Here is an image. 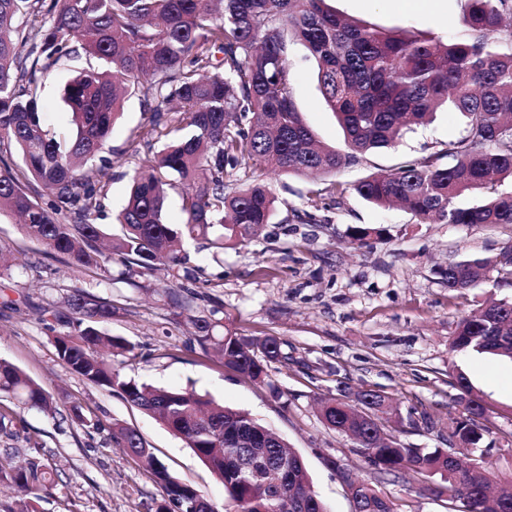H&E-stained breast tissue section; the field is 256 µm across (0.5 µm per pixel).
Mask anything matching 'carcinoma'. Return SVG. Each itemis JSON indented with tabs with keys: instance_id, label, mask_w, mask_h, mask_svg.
<instances>
[{
	"instance_id": "1",
	"label": "carcinoma",
	"mask_w": 512,
	"mask_h": 512,
	"mask_svg": "<svg viewBox=\"0 0 512 512\" xmlns=\"http://www.w3.org/2000/svg\"><path fill=\"white\" fill-rule=\"evenodd\" d=\"M463 41L387 30L339 15L327 0H0V214L20 216L26 231L75 272L107 270L113 256L151 270L160 265L180 277L175 245L203 239L216 248L243 243L272 222L276 197L242 170L272 169L284 175L332 174L374 149L396 144L406 131L440 110L466 118L465 135L442 154L381 169L352 185L368 203H395L420 224H512V0H466ZM306 47L318 65L322 103L345 133L346 150L329 149L303 123L294 97L290 43ZM100 62L66 84L72 125L61 139L44 125L40 96L45 78L78 48ZM145 103L146 137L165 141L135 171L118 216L122 232L108 251L98 241L103 172L112 167L104 147L127 94ZM14 146L23 163L15 170L3 154ZM51 192L43 204L30 181ZM490 196L462 207L467 192ZM181 197L185 219L165 217L169 192ZM385 229L354 226L351 242L366 244ZM512 244L493 257L448 264L445 284L461 292L483 280L512 285ZM71 315L54 337L59 361L87 380L118 388L140 410L185 441L224 484L231 512H328L313 490L303 457L283 436L250 413L226 407L194 391L165 390L123 377L100 353H134L121 337L102 335L98 323L112 317V302L81 290ZM203 350L222 353L224 365L260 383L264 363L288 359L275 336H246L195 320ZM450 350L512 359V300L492 301L464 317ZM462 406L453 421L451 450L417 448L390 430L388 396L362 390L328 400L320 415L340 435L358 432L356 447L379 478L410 472L462 512H512V479L501 481L475 459L464 461L483 439L485 408L457 377ZM0 397L23 408L56 413L50 394L18 367L0 359ZM112 440L137 457L163 492L159 512H214L194 485L171 475L136 428L112 421ZM258 452L279 482H258L238 463ZM354 512H398L397 504L369 482L343 471ZM59 472L27 461L0 464V481L15 490L10 512H39L37 504L57 486Z\"/></svg>"
}]
</instances>
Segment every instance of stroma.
<instances>
[{
    "mask_svg": "<svg viewBox=\"0 0 512 512\" xmlns=\"http://www.w3.org/2000/svg\"><path fill=\"white\" fill-rule=\"evenodd\" d=\"M329 6L381 28L411 29L444 41L468 36L460 23L464 0H445L437 14L402 11L394 0H329ZM292 60L304 122L324 145L344 148L342 129L322 104L315 61L299 44ZM145 123L141 98L128 97L105 146L112 160L102 180L99 222L105 233L121 232L115 219L139 166L132 142ZM464 134L463 117L442 112L395 147L358 156L334 178L263 172L278 198L272 224L250 241L231 242L220 251L202 240L186 243V264L176 283L164 270L148 271L117 258L105 272H72L15 218L1 215L0 254L8 265L0 268V358L47 389L60 410L50 417L0 401L1 411L14 414L0 434V461L38 458L60 471L40 512H158L162 493L153 476L111 439L108 427L115 419L137 428L174 476L216 505L224 503L223 484L184 441L131 405L119 389L95 385L58 361L54 318L69 315L79 289L116 306L100 328L135 347L133 356L115 359L124 377L195 390L274 428L304 457L330 512H352L330 465L334 459L375 485L400 512H448V506L420 491L410 475L379 479L352 440L321 421L316 400L324 395L386 393L400 411L402 442L444 449L460 412L456 378L464 376L486 409L477 454L500 478L512 477V362L449 349L460 320L489 299L511 297L512 286L489 280L452 293L439 274L449 262L498 254L512 243V225L421 224L404 209L374 207L352 190L367 175L447 150ZM334 181L344 184L343 195L330 194ZM359 225L386 232L357 247L349 232ZM171 286L178 298L168 294ZM193 318L213 319L248 336L278 337L289 359L268 363L266 384H256L202 354L189 324ZM74 404L100 421V428L72 420Z\"/></svg>",
    "mask_w": 512,
    "mask_h": 512,
    "instance_id": "1",
    "label": "stroma"
}]
</instances>
